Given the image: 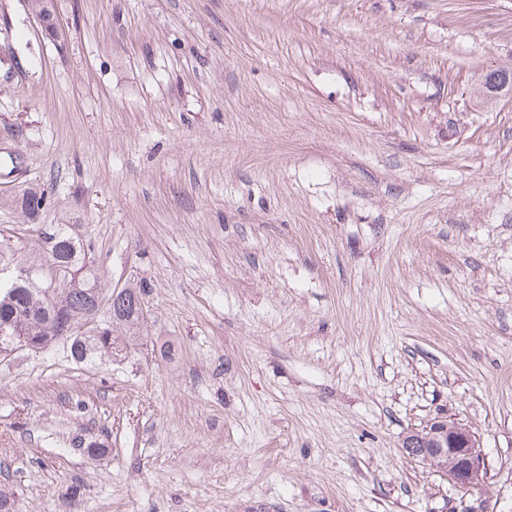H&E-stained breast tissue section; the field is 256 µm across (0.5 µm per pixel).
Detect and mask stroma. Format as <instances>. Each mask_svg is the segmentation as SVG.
Instances as JSON below:
<instances>
[{
	"label": "stroma",
	"instance_id": "1",
	"mask_svg": "<svg viewBox=\"0 0 512 512\" xmlns=\"http://www.w3.org/2000/svg\"><path fill=\"white\" fill-rule=\"evenodd\" d=\"M52 12L0 0V229L31 254L11 202L49 189L147 313L95 367L0 363L16 512H512V0ZM437 416L471 493L401 446ZM408 432L402 448L430 464L448 483L461 490L480 486L488 474L480 437L467 424L438 416Z\"/></svg>",
	"mask_w": 512,
	"mask_h": 512
}]
</instances>
